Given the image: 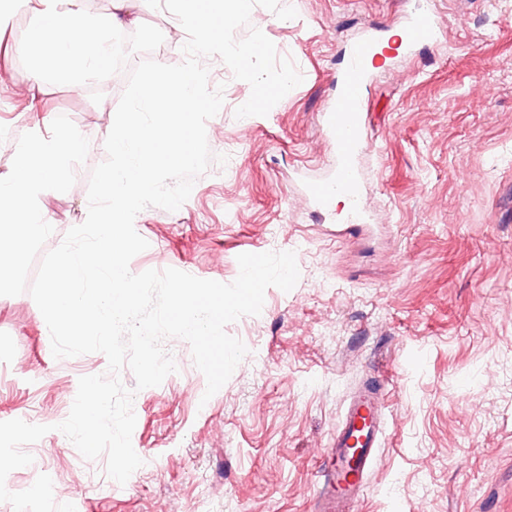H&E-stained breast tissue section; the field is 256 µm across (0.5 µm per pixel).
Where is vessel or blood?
Returning <instances> with one entry per match:
<instances>
[{
  "label": "vessel or blood",
  "mask_w": 512,
  "mask_h": 512,
  "mask_svg": "<svg viewBox=\"0 0 512 512\" xmlns=\"http://www.w3.org/2000/svg\"><path fill=\"white\" fill-rule=\"evenodd\" d=\"M438 26L432 0H415L399 49L409 53L431 42ZM382 43V38L370 37L354 45L337 78L336 109L326 113L323 120V129L336 149V170L329 179L305 187L319 212L328 211L338 195H346L352 203L358 199L362 181L358 161L369 148L362 107ZM387 392L388 383L381 379L364 385L346 404L324 455L318 512H354L387 428Z\"/></svg>",
  "instance_id": "b4317fda"
}]
</instances>
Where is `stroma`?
I'll return each instance as SVG.
<instances>
[{"label":"stroma","mask_w":512,"mask_h":512,"mask_svg":"<svg viewBox=\"0 0 512 512\" xmlns=\"http://www.w3.org/2000/svg\"><path fill=\"white\" fill-rule=\"evenodd\" d=\"M298 15L254 7L259 28L304 80L267 115L236 118L251 88L220 58L205 61L220 112L206 123L225 156L174 212L135 219L148 248L130 270L174 268L233 282L243 253L292 251L299 279L268 288L260 315L226 327L248 353L205 397L189 344L182 368L134 397L132 445L143 464L126 484L60 431L85 375L106 373L99 352L54 358L29 293L0 296V421L48 426L12 471L19 492L48 474L76 512H316L324 451L343 409L379 374L391 377L388 429L356 512H512V0H434L440 35L386 59L365 100L372 151L363 158L360 238H336L341 211L318 213L307 182L328 177L334 147L322 130L343 55L370 28L399 32L410 0H280ZM129 29H150L153 60L181 55L186 35L165 9L132 0ZM249 27L239 28L244 38ZM31 58L0 51V178L23 133L67 116L89 140L80 189L49 192L46 249L83 223L85 186L127 84L111 68L93 80L34 85Z\"/></svg>","instance_id":"1"}]
</instances>
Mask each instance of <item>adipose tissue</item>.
Here are the masks:
<instances>
[{
	"label": "adipose tissue",
	"mask_w": 512,
	"mask_h": 512,
	"mask_svg": "<svg viewBox=\"0 0 512 512\" xmlns=\"http://www.w3.org/2000/svg\"><path fill=\"white\" fill-rule=\"evenodd\" d=\"M128 0H113L111 14L91 18L64 9L60 0H38L33 23L19 47L32 53L35 81L79 82L110 70L113 33L124 29Z\"/></svg>",
	"instance_id": "adipose-tissue-1"
}]
</instances>
